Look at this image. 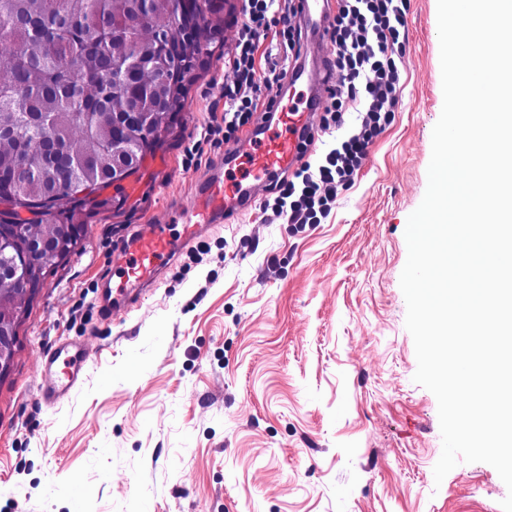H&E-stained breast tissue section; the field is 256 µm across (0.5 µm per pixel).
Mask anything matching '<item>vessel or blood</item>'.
I'll return each mask as SVG.
<instances>
[{"mask_svg":"<svg viewBox=\"0 0 512 512\" xmlns=\"http://www.w3.org/2000/svg\"><path fill=\"white\" fill-rule=\"evenodd\" d=\"M299 6L297 20L312 65L298 66L290 72L287 92L275 96V119L263 121L227 146L223 157L214 161L198 194L180 208V226L150 224L117 243L98 298L105 318L137 309L187 245L200 241L213 225L243 216L254 205L260 186L298 165L300 144L313 134L316 114L325 100L330 56L326 29L332 18V3L299 0ZM300 86L308 91L302 100L295 95ZM89 357L88 345L82 339L59 341L43 354L38 401L48 407L66 402L82 382Z\"/></svg>","mask_w":512,"mask_h":512,"instance_id":"vessel-or-blood-1","label":"vessel or blood"}]
</instances>
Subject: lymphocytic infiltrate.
<instances>
[{
  "mask_svg": "<svg viewBox=\"0 0 512 512\" xmlns=\"http://www.w3.org/2000/svg\"><path fill=\"white\" fill-rule=\"evenodd\" d=\"M410 9L411 0H336L328 30V103L319 131H338L342 137L318 164L303 163L292 177L276 183L272 209L289 223L314 224L329 215L383 123L398 109ZM296 16L294 0H242L234 49L224 57V118L207 126L205 140H236L240 129L253 123L262 97L281 87L300 58L303 32ZM267 38L273 41L275 62L261 74L255 54Z\"/></svg>",
  "mask_w": 512,
  "mask_h": 512,
  "instance_id": "1",
  "label": "lymphocytic infiltrate"
}]
</instances>
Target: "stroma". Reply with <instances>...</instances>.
I'll list each match as a JSON object with an SVG mask.
<instances>
[{"label":"stroma","instance_id":"1","mask_svg":"<svg viewBox=\"0 0 512 512\" xmlns=\"http://www.w3.org/2000/svg\"><path fill=\"white\" fill-rule=\"evenodd\" d=\"M171 145L146 157L120 211L87 218L82 251L50 275L0 384V512H502L486 463L435 483V396L413 380L400 276L428 185L443 93L437 0H412L402 105L327 218L291 224L260 192L244 218L189 247L128 317L106 321L99 279L133 227L165 224L224 153L200 131L224 114L232 15L210 14ZM200 144L202 163L186 167ZM86 339L61 406L36 399L42 353Z\"/></svg>","mask_w":512,"mask_h":512}]
</instances>
